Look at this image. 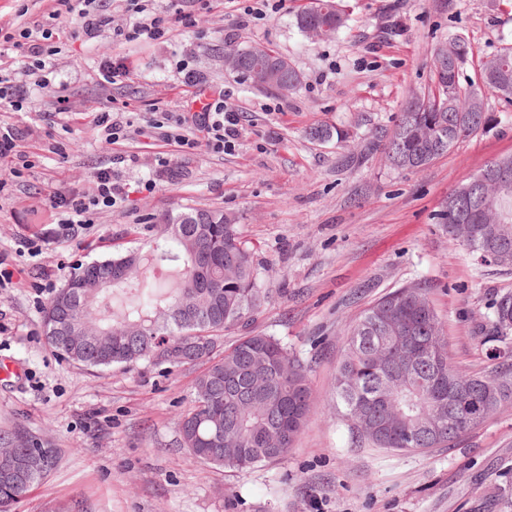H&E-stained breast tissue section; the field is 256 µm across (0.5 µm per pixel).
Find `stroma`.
<instances>
[{
	"instance_id": "stroma-1",
	"label": "stroma",
	"mask_w": 512,
	"mask_h": 512,
	"mask_svg": "<svg viewBox=\"0 0 512 512\" xmlns=\"http://www.w3.org/2000/svg\"><path fill=\"white\" fill-rule=\"evenodd\" d=\"M303 2L263 6L257 19L244 12L257 0H179L194 27L129 42L126 0H102L105 22L92 36L77 15L51 20L53 0H0V31L49 29L59 49L54 85L21 83L28 107L0 106V126L24 134L31 162L15 175L0 161V257L15 271L12 287L0 288V363L23 369L0 378V432L21 427L61 455L15 512H63L79 498L90 512H512V403L454 447L415 452L356 445L332 403L351 326L406 285L424 288L455 368L492 366L482 338L491 301L512 292V270L478 264L438 215L458 186L512 154V104L485 94L484 126L415 172L390 168L384 144L406 99L432 87L433 48L469 42L467 86L512 44V0H342L344 27L318 42L295 24ZM250 46L287 57L298 87L258 89L225 64V50ZM116 61L126 74L114 81L107 66ZM217 96L246 116L234 151L202 145L157 166L164 145L150 138L151 123ZM107 103L126 125L115 144L92 125ZM105 168L127 199L67 246L48 243L52 193L89 190ZM200 205L236 216L269 291L225 344L261 332L311 363V409L292 448L243 470L209 466L178 445L176 422L201 366L141 361L95 372L59 359L42 330L44 307L79 264L136 249L160 214ZM29 241L43 242L40 255Z\"/></svg>"
}]
</instances>
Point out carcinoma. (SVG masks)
Listing matches in <instances>:
<instances>
[{
    "label": "carcinoma",
    "instance_id": "obj_1",
    "mask_svg": "<svg viewBox=\"0 0 512 512\" xmlns=\"http://www.w3.org/2000/svg\"><path fill=\"white\" fill-rule=\"evenodd\" d=\"M344 22L336 0H305L296 14L297 28L312 40L334 33ZM467 57L461 39L435 48L433 59L448 60V67L436 72L440 110H429L414 98L406 102L386 141L394 169H419L434 160L431 140L457 143L483 124L484 102L460 91L459 70ZM281 59L272 50L248 47L235 51L234 62L252 81L263 62ZM478 78L492 92L506 82L512 85V52L481 62ZM505 208L512 212L511 198L488 195L474 223L486 226ZM152 231L143 247L99 261L103 271L112 264V285L91 286L75 298L71 316L79 336L70 351H62L50 335L49 347L60 359L93 369L140 360L181 368L206 360L209 366L193 386V405L179 419L180 446L216 467L247 469L281 459L308 417L311 364L263 333L241 336L223 356H215L223 333L248 322L268 298L235 217L197 206L160 216ZM493 308V334L506 340L512 335V295L498 297ZM398 312L414 325L404 345L387 339L391 325L386 320ZM439 341L441 321L416 286L387 293L359 317L347 338L334 390L336 413L345 419L356 406L366 410L363 425L350 424L356 442L398 451L449 447L512 401L509 352L491 347L494 367L487 374H471L448 361L434 363L430 345ZM450 376L472 390L459 400L460 410H482L466 427L459 426L458 418L448 424ZM386 417L397 428L381 435L373 423ZM45 480L37 473L18 488L0 482V512H14L18 499Z\"/></svg>",
    "mask_w": 512,
    "mask_h": 512
}]
</instances>
